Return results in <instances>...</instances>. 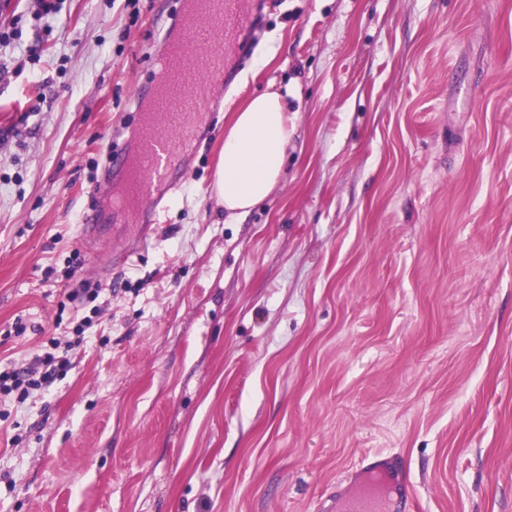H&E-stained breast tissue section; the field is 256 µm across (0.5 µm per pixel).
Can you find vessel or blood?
<instances>
[{"label":"vessel or blood","instance_id":"b4317fda","mask_svg":"<svg viewBox=\"0 0 512 512\" xmlns=\"http://www.w3.org/2000/svg\"><path fill=\"white\" fill-rule=\"evenodd\" d=\"M254 11L255 0H181L176 20L182 35L167 40L160 55L170 64L169 80L143 117L135 160L126 168L130 206L143 212L147 221L136 225L129 242L119 249L120 263H127L151 241L162 212L157 187L179 188L173 178L175 160L207 117L215 77L223 75L229 60L243 56L239 33ZM385 509V501L365 492L343 505V512Z\"/></svg>","mask_w":512,"mask_h":512}]
</instances>
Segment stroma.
Returning a JSON list of instances; mask_svg holds the SVG:
<instances>
[{"mask_svg": "<svg viewBox=\"0 0 512 512\" xmlns=\"http://www.w3.org/2000/svg\"><path fill=\"white\" fill-rule=\"evenodd\" d=\"M258 3L153 242L111 271L109 127L176 0H0V331L43 327L0 358L101 290L67 376L0 420V512H341L385 455L414 512H512V0ZM267 90L283 169L231 223L224 133Z\"/></svg>", "mask_w": 512, "mask_h": 512, "instance_id": "obj_1", "label": "stroma"}]
</instances>
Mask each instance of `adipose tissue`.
Segmentation results:
<instances>
[{"instance_id": "1", "label": "adipose tissue", "mask_w": 512, "mask_h": 512, "mask_svg": "<svg viewBox=\"0 0 512 512\" xmlns=\"http://www.w3.org/2000/svg\"><path fill=\"white\" fill-rule=\"evenodd\" d=\"M289 137L279 92L259 94L236 112L212 183L229 217L247 214L270 194L281 175Z\"/></svg>"}]
</instances>
